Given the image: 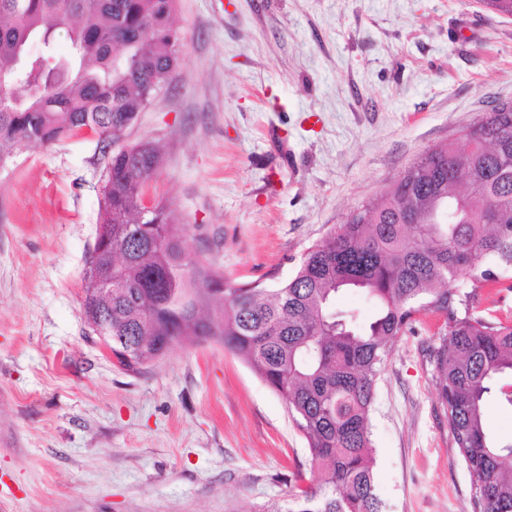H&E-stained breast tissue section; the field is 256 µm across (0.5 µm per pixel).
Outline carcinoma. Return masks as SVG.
I'll use <instances>...</instances> for the list:
<instances>
[{
    "label": "carcinoma",
    "instance_id": "obj_1",
    "mask_svg": "<svg viewBox=\"0 0 512 512\" xmlns=\"http://www.w3.org/2000/svg\"><path fill=\"white\" fill-rule=\"evenodd\" d=\"M177 0H0V163L90 131L112 150L95 263L112 265V307L85 296L89 318L112 311V354L139 371L169 349L211 337L288 405L315 479L267 512H388L375 489L370 411L392 345L422 311L443 318L429 349L454 448L469 471L471 512H512V442L485 428L489 402L512 409V322L476 312L477 288L512 290V104L466 127L470 149L440 144L311 246L272 286L235 285L185 249L170 207L146 184L160 166L149 141H125L179 67ZM67 33L69 54L54 49ZM360 288L367 323L334 308Z\"/></svg>",
    "mask_w": 512,
    "mask_h": 512
}]
</instances>
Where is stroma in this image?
Returning <instances> with one entry per match:
<instances>
[{
  "label": "stroma",
  "instance_id": "35a3bbf8",
  "mask_svg": "<svg viewBox=\"0 0 512 512\" xmlns=\"http://www.w3.org/2000/svg\"><path fill=\"white\" fill-rule=\"evenodd\" d=\"M176 80L141 112L184 245L239 284L308 248L435 145L512 103V19L481 0H177ZM106 151L93 136L0 169V512H265L315 477L286 402L216 343L139 373L86 334ZM399 336L370 413L390 512H470L426 348Z\"/></svg>",
  "mask_w": 512,
  "mask_h": 512
}]
</instances>
